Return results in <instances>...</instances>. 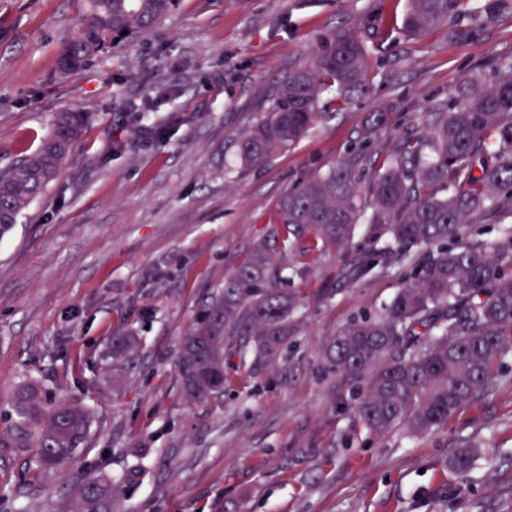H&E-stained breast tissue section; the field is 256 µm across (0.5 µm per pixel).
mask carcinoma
I'll use <instances>...</instances> for the list:
<instances>
[{"label": "carcinoma", "instance_id": "obj_1", "mask_svg": "<svg viewBox=\"0 0 512 512\" xmlns=\"http://www.w3.org/2000/svg\"><path fill=\"white\" fill-rule=\"evenodd\" d=\"M464 0H410L406 31L420 36L461 14ZM174 0H86L77 34L58 55L69 73L125 36L162 20ZM127 35H121V32ZM372 57L350 32H338L312 62L288 75L262 118L239 142L248 166L296 144L329 110L371 91ZM449 90L448 100L419 113L422 131H404L385 154L366 189L354 169L365 149L385 133L390 113L368 114L364 137L341 162L285 192L274 223L283 243L305 235L329 250L349 244L366 210L382 247L364 246L350 259L345 278L361 280L412 248L431 255L401 278L393 300L377 316L357 315L340 326L322 352L333 372L365 382L355 406L363 424L381 434L403 429L424 435L483 395L503 350L512 347V64L489 65ZM94 117L59 112L49 136L34 152L0 169V235L16 223L71 159ZM494 216L500 238L489 244L469 231ZM283 271L260 244L224 281L204 318L181 341L177 365L182 389L194 402L224 395L225 360L274 362L300 329V288L283 287ZM135 337H112V359L124 358ZM9 426L0 444L35 449L45 470L67 466L88 434L89 415L73 401L54 398L34 384L13 395ZM477 445L448 459L466 475ZM71 512H123L112 480L88 472L75 486Z\"/></svg>", "mask_w": 512, "mask_h": 512}]
</instances>
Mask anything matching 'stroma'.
Returning <instances> with one entry per match:
<instances>
[{
	"label": "stroma",
	"mask_w": 512,
	"mask_h": 512,
	"mask_svg": "<svg viewBox=\"0 0 512 512\" xmlns=\"http://www.w3.org/2000/svg\"><path fill=\"white\" fill-rule=\"evenodd\" d=\"M488 3L466 0L457 23L476 33L455 42L446 23L409 36L408 0H175L160 23L63 75L58 53L84 0H0V168L37 149L58 112L96 115L0 236V430L13 391L32 381L82 403L91 431L55 473L34 449L0 446V512H68L89 468L121 488L124 512H512V348L486 393L433 432L370 433L353 410L361 380L329 371L322 351L349 317L380 312L428 253L351 283L345 266L370 224L322 251L309 235L282 246L273 222L278 198L344 157L368 113L391 114L372 147L387 152L404 114L512 59V0ZM340 30L376 61L371 93L243 166L239 141L278 84ZM160 86L171 97L141 113ZM262 241L285 248L289 285L305 292L300 332L274 363L229 360L223 397L190 402L178 346ZM117 331L137 338L119 362L107 353ZM467 442L481 454L462 478L447 463Z\"/></svg>",
	"instance_id": "35a3bbf8"
}]
</instances>
